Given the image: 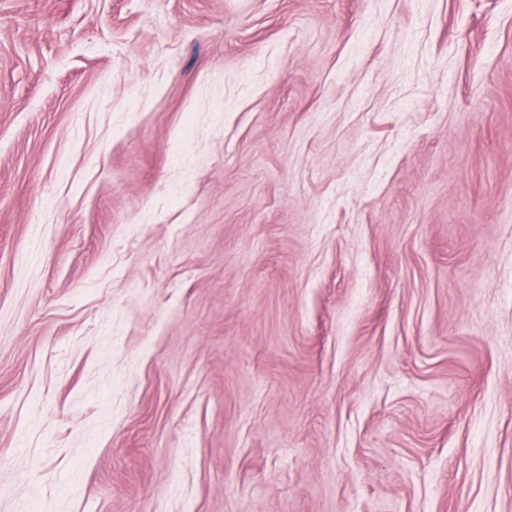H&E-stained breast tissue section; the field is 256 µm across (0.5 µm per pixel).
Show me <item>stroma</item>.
Wrapping results in <instances>:
<instances>
[{"instance_id":"stroma-1","label":"stroma","mask_w":512,"mask_h":512,"mask_svg":"<svg viewBox=\"0 0 512 512\" xmlns=\"http://www.w3.org/2000/svg\"><path fill=\"white\" fill-rule=\"evenodd\" d=\"M0 512H512V0H0Z\"/></svg>"}]
</instances>
